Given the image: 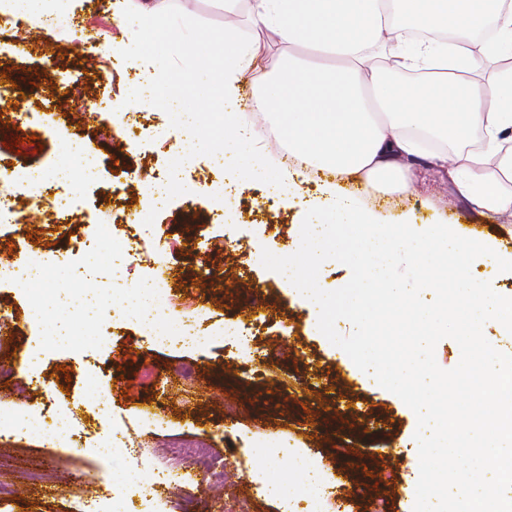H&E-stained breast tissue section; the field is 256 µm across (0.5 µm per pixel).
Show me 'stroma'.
<instances>
[{
	"instance_id": "35a3bbf8",
	"label": "stroma",
	"mask_w": 512,
	"mask_h": 512,
	"mask_svg": "<svg viewBox=\"0 0 512 512\" xmlns=\"http://www.w3.org/2000/svg\"><path fill=\"white\" fill-rule=\"evenodd\" d=\"M115 12L110 0H71L69 12L59 16L61 41L28 26L0 30V166L53 167L70 139L91 141L102 161L68 220L55 207L68 186L44 190L36 208L26 196L0 188V201L17 217L0 223V261L62 257L53 267L57 289L40 304L26 288L0 283V363L20 362L34 346L42 348L33 372L0 380V415L66 407L87 432L63 448L44 431L0 437V487L6 490L0 512H81L83 502L97 496L114 497L119 512H153L159 500L167 512H181L187 498L198 512H321L320 499L294 494L284 501L267 493L257 471L292 484L302 479L295 465L262 459L268 448L310 449L339 512H363L369 500L386 512H413L419 466L395 465L389 453L416 450L417 417L326 339L317 311L282 281L288 249L310 221L296 199L270 193L271 177L260 172L238 191L236 213L221 219L212 191L223 185L224 168L210 150L223 137L224 123L209 112L212 85L187 53L177 63L199 114L196 152L181 173L185 192L165 205L150 204L145 183L168 168L184 142L168 112L143 107L113 120L109 105L148 78L145 68L98 51L121 35ZM171 12L200 29L204 40L224 34L217 0H176ZM18 34L30 44L23 60L12 52ZM64 74L79 77L93 111H80L69 97L60 83ZM21 137L25 145L15 147ZM361 197L384 222L406 214L471 237L478 246L471 266L477 287L512 300V262L486 265L480 249L492 243L512 250V217L485 214L429 164L416 168L405 191L366 184ZM134 236L151 241L168 266L172 316L204 310L201 330L210 344L157 346L142 329L127 291L149 271L112 257ZM79 280L91 290L93 314L69 292ZM227 323L242 327L247 347L224 340L219 330ZM59 327L82 339V346L47 344ZM185 364L194 366L193 379L180 376ZM102 392L111 412L94 406ZM121 424L128 427L126 447L100 461L87 437L108 440ZM174 441H204L223 450L236 485L224 491L185 478L159 483L149 461L167 456ZM131 449L146 453L148 463L131 468Z\"/></svg>"
}]
</instances>
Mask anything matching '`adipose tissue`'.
<instances>
[{
  "label": "adipose tissue",
  "mask_w": 512,
  "mask_h": 512,
  "mask_svg": "<svg viewBox=\"0 0 512 512\" xmlns=\"http://www.w3.org/2000/svg\"><path fill=\"white\" fill-rule=\"evenodd\" d=\"M165 2L125 0V9L131 18L149 19L156 38L193 44L195 33L181 32L168 17ZM401 8L414 14L426 37L412 39L397 22ZM224 11L229 16L224 40L211 47L212 54L223 56L224 68L209 109L225 117V139L249 152L237 159L217 147L214 156L240 182L249 168L273 172L277 191L311 175L319 178L318 196L300 199L315 220L308 239L289 252L284 280L322 313L349 315L361 308L362 293L378 287L384 277L381 268H373L348 295L335 299L315 287L305 270L326 255V217L357 228L362 247L372 253L417 240L437 306L449 313L464 341L461 362L469 364L477 355L485 359L496 399L493 419L457 421L447 436L441 432L448 420L446 392L435 385L426 404L431 425L426 446L457 458L466 476L440 479L423 495L444 500V512H512V346L490 341L481 327L482 321L493 319L512 330V302H500L472 284L469 241L405 218L381 223L378 214L362 208L357 191L363 182L393 192L407 188L416 159L425 155L484 211L512 216V191L507 188L512 182V68L497 66L501 57L512 54V0H250L254 26L275 29L286 41L339 58L340 64L310 65L293 55L280 59L263 70L264 84L254 92L246 114L236 104L237 87L247 69H263L262 59L258 46L243 37L240 22L233 19L237 0H224ZM480 18L493 20L491 40L471 39ZM383 41L390 50L382 70L369 65L368 52ZM488 67L496 84L490 97L471 77ZM172 80L167 69H156L151 96L155 108L178 113V132L188 138L195 118L170 95ZM256 115L269 117L283 154L257 146L252 131ZM420 130L458 141L478 131L484 145L478 152L426 153L416 136ZM445 269L451 272L446 280L440 277Z\"/></svg>",
  "instance_id": "ef3b65f1"
}]
</instances>
